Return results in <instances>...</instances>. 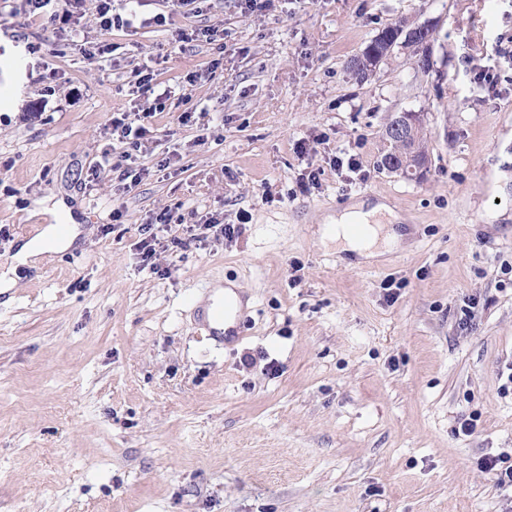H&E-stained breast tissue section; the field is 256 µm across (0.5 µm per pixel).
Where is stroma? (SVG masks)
Here are the masks:
<instances>
[{
    "mask_svg": "<svg viewBox=\"0 0 512 512\" xmlns=\"http://www.w3.org/2000/svg\"><path fill=\"white\" fill-rule=\"evenodd\" d=\"M202 8L157 26L166 0H143L139 26L108 32L86 12L81 34L115 45L112 64L0 0V272H15L0 290V512H512L477 465L512 450L498 377L512 361V0ZM401 19L432 24L430 73L399 52L357 80L351 58ZM189 26L224 30L223 49L177 42ZM135 63L173 95L126 192L87 171L130 108L117 87ZM398 112L423 115V178L378 166ZM352 155L360 170L333 166ZM354 198L408 217L382 257L313 235ZM57 202L78 238L18 263ZM208 216L242 230L177 247ZM146 223L156 273L140 263ZM230 283L248 319L221 344L199 312ZM471 415L477 434L457 435Z\"/></svg>",
    "mask_w": 512,
    "mask_h": 512,
    "instance_id": "35a3bbf8",
    "label": "stroma"
}]
</instances>
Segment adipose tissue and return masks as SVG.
<instances>
[{
	"mask_svg": "<svg viewBox=\"0 0 512 512\" xmlns=\"http://www.w3.org/2000/svg\"><path fill=\"white\" fill-rule=\"evenodd\" d=\"M401 220L384 201L354 200L341 211L328 216L322 239L337 249L366 259L380 257V249L396 237V223Z\"/></svg>",
	"mask_w": 512,
	"mask_h": 512,
	"instance_id": "1",
	"label": "adipose tissue"
}]
</instances>
